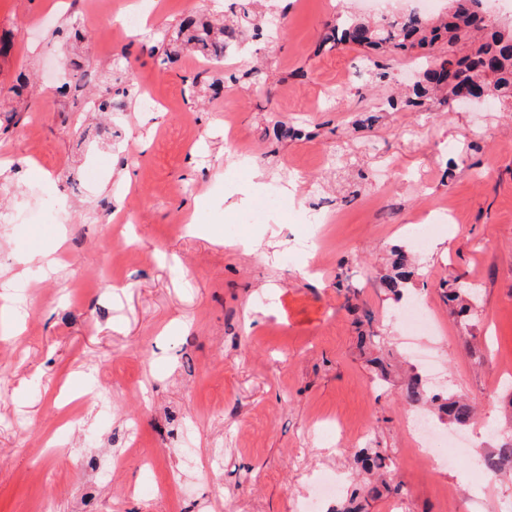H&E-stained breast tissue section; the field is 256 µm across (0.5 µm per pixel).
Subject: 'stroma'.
I'll use <instances>...</instances> for the list:
<instances>
[{
	"instance_id": "1",
	"label": "stroma",
	"mask_w": 512,
	"mask_h": 512,
	"mask_svg": "<svg viewBox=\"0 0 512 512\" xmlns=\"http://www.w3.org/2000/svg\"><path fill=\"white\" fill-rule=\"evenodd\" d=\"M130 0H0V295L21 326H0V512H298L325 472L350 482L353 439L390 456L399 493L370 512H497L512 474L476 470L474 448L512 435V112L492 103L390 109L372 62L355 46H320L327 23L354 0H263L280 16L274 40L200 65L185 53L161 68L142 31L122 41L101 25ZM149 23L176 39L181 18H212L230 0H155ZM82 22L72 45L60 29ZM134 60V82L160 107L83 111L114 91L112 61ZM70 88H62L69 62ZM261 64L268 83L206 86L216 68ZM339 100H330L333 85ZM253 150L238 161L224 117ZM302 129L276 139L275 123ZM399 174L387 181L385 166ZM287 209L256 224L268 186ZM62 221L39 218L45 198ZM302 211L333 215L302 224ZM133 223L120 225L124 213ZM196 224V234L173 225ZM128 249L114 255L113 242ZM51 254L57 270L30 261ZM416 274L393 294L382 279L396 252ZM367 269L369 280L355 277ZM87 288L67 289L70 280ZM476 289L469 324L443 298ZM359 293L358 311L345 305ZM421 303L438 319L420 337L437 354V389L478 409L452 465L412 455L408 422L432 419L401 386L421 365L401 316ZM377 336L363 349L358 323ZM389 363L376 382L371 355ZM155 462L126 454L130 438Z\"/></svg>"
}]
</instances>
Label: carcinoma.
<instances>
[{
    "instance_id": "carcinoma-1",
    "label": "carcinoma",
    "mask_w": 512,
    "mask_h": 512,
    "mask_svg": "<svg viewBox=\"0 0 512 512\" xmlns=\"http://www.w3.org/2000/svg\"><path fill=\"white\" fill-rule=\"evenodd\" d=\"M257 0L234 2L230 10L237 16L231 24L213 26L200 23L189 15L180 22L187 32L184 49L207 61H220L224 53L238 49L251 38L265 36L266 28L260 13L253 10ZM483 13L481 0H451L448 13L434 19L409 13L381 22L353 18L336 19L323 44L333 49L340 44L353 43L379 55L388 53L412 55L422 77L404 97L390 98L391 107L420 108L428 101H441L460 97L459 89L473 75H481L477 85L479 96H484L499 107L512 108V29H501L491 20L480 23ZM135 96V84L129 83L115 90L114 94L99 99L97 110L122 112ZM448 303L460 318L469 316L471 306L463 303L461 289L450 288ZM406 402L413 406L430 404L448 418V422L465 427L475 416L474 407L464 398L441 394L430 389L415 374L402 388ZM362 472L357 482L344 490L336 512H367L369 501L387 492H397L387 481V458L376 448H363L354 453ZM486 473L496 476L512 468V438L502 441L482 459Z\"/></svg>"
}]
</instances>
